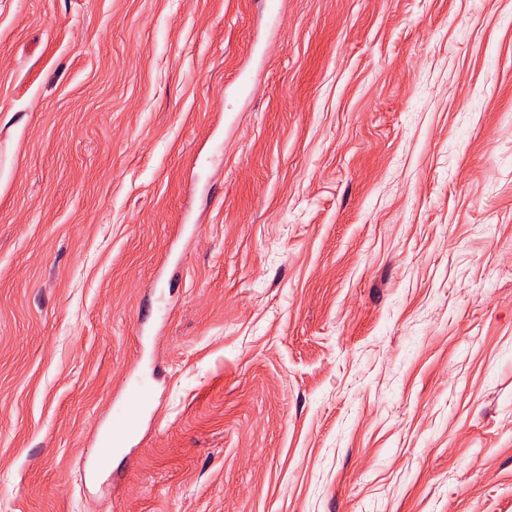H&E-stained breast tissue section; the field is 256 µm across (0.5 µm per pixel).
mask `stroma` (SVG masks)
Returning <instances> with one entry per match:
<instances>
[{
    "label": "stroma",
    "mask_w": 512,
    "mask_h": 512,
    "mask_svg": "<svg viewBox=\"0 0 512 512\" xmlns=\"http://www.w3.org/2000/svg\"><path fill=\"white\" fill-rule=\"evenodd\" d=\"M0 512H512V0H0ZM137 410L131 405L124 406L116 411L115 420L118 425L113 427L112 435L95 448V457L100 470H104L113 448H118L129 441L132 431L133 419ZM113 447V448H112Z\"/></svg>",
    "instance_id": "1"
}]
</instances>
